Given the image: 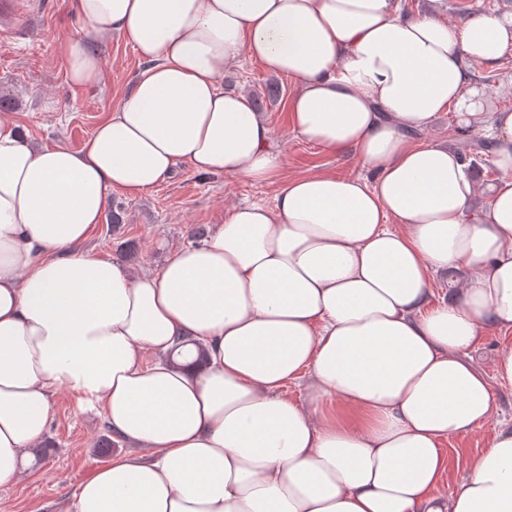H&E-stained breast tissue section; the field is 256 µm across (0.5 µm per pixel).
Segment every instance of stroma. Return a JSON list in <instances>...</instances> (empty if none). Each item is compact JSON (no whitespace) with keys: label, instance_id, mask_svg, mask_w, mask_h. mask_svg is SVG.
I'll use <instances>...</instances> for the list:
<instances>
[{"label":"stroma","instance_id":"obj_1","mask_svg":"<svg viewBox=\"0 0 512 512\" xmlns=\"http://www.w3.org/2000/svg\"><path fill=\"white\" fill-rule=\"evenodd\" d=\"M404 6L414 13L439 10L451 22L476 12H512V0H404ZM72 33L66 0H0V93L10 95L15 121L42 145L80 146L145 67L132 44L122 37L99 39L94 48L103 63L100 81L72 91L58 52L60 43ZM473 75L485 91L486 111L512 110V53L496 69L474 67ZM223 82L229 89L260 98L273 136L285 148L286 175L358 174L350 158L324 155L291 131L292 79L268 74L244 58L225 71ZM425 135L458 146L467 155L483 139L482 132L460 131L452 111L439 113ZM277 191L274 183L201 175L183 166L171 180L142 197L112 193L110 203L121 206L123 222L115 226L109 218H102L85 247L135 271L154 272L169 251L195 244L198 229L223 223L227 208L247 201L274 204ZM51 413L46 437L53 441V448L35 454L32 475L0 487V512H58L63 498L110 461V454L101 453L98 447L106 424L97 410H80L76 395L61 389L52 397ZM497 428L492 420L469 436L448 439L445 449L451 481L466 475L472 459Z\"/></svg>","mask_w":512,"mask_h":512}]
</instances>
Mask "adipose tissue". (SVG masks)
I'll use <instances>...</instances> for the list:
<instances>
[{
  "mask_svg": "<svg viewBox=\"0 0 512 512\" xmlns=\"http://www.w3.org/2000/svg\"><path fill=\"white\" fill-rule=\"evenodd\" d=\"M70 86L97 83L93 39L146 68L76 148L38 147L0 114V485L29 472L58 388L128 444L64 512H512V344L496 379L469 361L512 332V112L471 68L512 52V13L457 22L402 0H69ZM297 83L290 124L360 175L288 178L202 242L134 273L84 247L112 192L182 165L263 184L284 152L225 90L240 57ZM491 143L484 210L437 113ZM459 272L450 297L437 276ZM302 384L303 400L285 397ZM499 428L449 486L448 438Z\"/></svg>",
  "mask_w": 512,
  "mask_h": 512,
  "instance_id": "ef3b65f1",
  "label": "adipose tissue"
}]
</instances>
